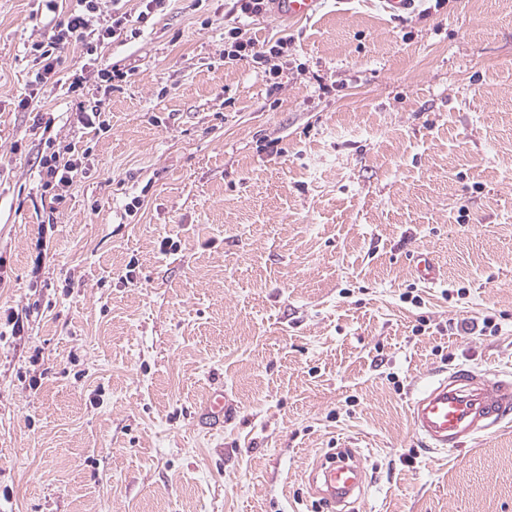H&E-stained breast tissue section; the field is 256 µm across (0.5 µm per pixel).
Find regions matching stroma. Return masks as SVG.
Returning <instances> with one entry per match:
<instances>
[{
  "label": "stroma",
  "instance_id": "obj_1",
  "mask_svg": "<svg viewBox=\"0 0 512 512\" xmlns=\"http://www.w3.org/2000/svg\"><path fill=\"white\" fill-rule=\"evenodd\" d=\"M421 6L244 19L293 38L271 94L224 63V0H170L98 50L133 68L83 90L104 133L34 81L51 13L0 0V318L24 323L0 335V512H322L309 475L340 448L354 512H512V423L429 453L409 416L437 370L512 371V0ZM48 138L89 152L57 207ZM489 311L500 335L449 333ZM106 98H100L93 102V105L85 107L82 101L78 103V121L86 128L103 131L107 129L105 120H101L102 114L106 112ZM411 257L418 278L426 284H437L440 274L434 260L428 254L422 252H417ZM205 419L216 424L224 425V387L216 386L212 389L204 406Z\"/></svg>",
  "mask_w": 512,
  "mask_h": 512
}]
</instances>
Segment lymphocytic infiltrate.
I'll use <instances>...</instances> for the list:
<instances>
[{"label":"lymphocytic infiltrate","mask_w":512,"mask_h":512,"mask_svg":"<svg viewBox=\"0 0 512 512\" xmlns=\"http://www.w3.org/2000/svg\"><path fill=\"white\" fill-rule=\"evenodd\" d=\"M168 0H143L144 8L138 16L112 10L106 18H98L100 0H74L72 8L64 13L63 19L52 26L42 40L33 42L30 51L37 64L35 81L39 84H52L64 90L65 94L82 96L88 80H96L105 90H112L129 77L128 69L118 64L105 67L96 63V53L106 41L139 36L150 15L163 10ZM79 46L85 58L81 68L67 72L62 64V51L65 46ZM291 45V39L282 36L276 40L259 41L246 29L237 25L224 28V63L237 65L244 62L260 70L270 91H278L279 70L274 64ZM38 171L41 176V194L62 203L66 187L73 184L79 166L73 160L62 157L55 147H48L38 157Z\"/></svg>","instance_id":"1"}]
</instances>
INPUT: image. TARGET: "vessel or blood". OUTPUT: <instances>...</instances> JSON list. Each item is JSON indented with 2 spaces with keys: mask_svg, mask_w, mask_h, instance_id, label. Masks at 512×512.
Here are the masks:
<instances>
[{
  "mask_svg": "<svg viewBox=\"0 0 512 512\" xmlns=\"http://www.w3.org/2000/svg\"><path fill=\"white\" fill-rule=\"evenodd\" d=\"M321 2L271 0V9L291 20H306L317 13ZM412 261L422 282L438 283L439 269L428 254L416 253ZM410 417L424 448L446 452L463 447L512 420V375H489L463 366L438 371L411 400ZM311 484L331 512H343L362 496L365 476L353 456L341 450L315 468Z\"/></svg>",
  "mask_w": 512,
  "mask_h": 512,
  "instance_id": "obj_1",
  "label": "vessel or blood"
}]
</instances>
